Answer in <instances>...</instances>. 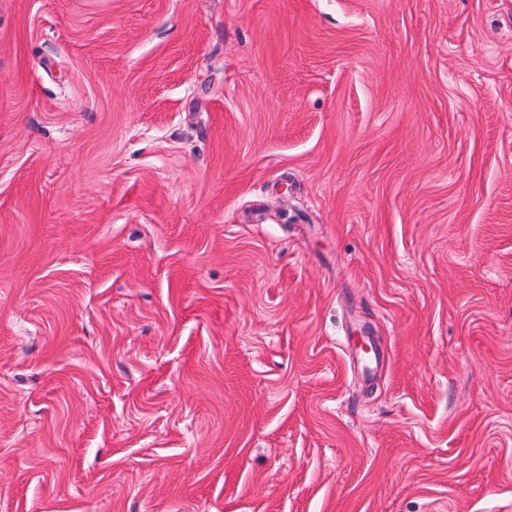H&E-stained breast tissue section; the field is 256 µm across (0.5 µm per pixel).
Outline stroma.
Returning a JSON list of instances; mask_svg holds the SVG:
<instances>
[{
	"mask_svg": "<svg viewBox=\"0 0 512 512\" xmlns=\"http://www.w3.org/2000/svg\"><path fill=\"white\" fill-rule=\"evenodd\" d=\"M0 512H512V0H0Z\"/></svg>",
	"mask_w": 512,
	"mask_h": 512,
	"instance_id": "stroma-1",
	"label": "stroma"
}]
</instances>
